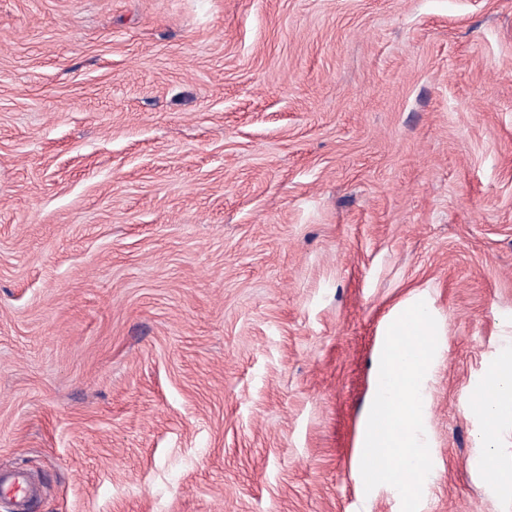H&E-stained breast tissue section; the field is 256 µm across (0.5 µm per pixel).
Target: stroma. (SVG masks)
I'll use <instances>...</instances> for the list:
<instances>
[{"label":"stroma","instance_id":"35a3bbf8","mask_svg":"<svg viewBox=\"0 0 512 512\" xmlns=\"http://www.w3.org/2000/svg\"><path fill=\"white\" fill-rule=\"evenodd\" d=\"M431 302L419 512H512V0H0V470L33 512H401L354 460ZM474 391L484 418V440L492 441L501 431L512 429L511 341L501 350L497 361ZM32 481L29 474L20 469L10 470L9 475L3 481L0 474V496L14 502L23 501L32 492Z\"/></svg>","mask_w":512,"mask_h":512}]
</instances>
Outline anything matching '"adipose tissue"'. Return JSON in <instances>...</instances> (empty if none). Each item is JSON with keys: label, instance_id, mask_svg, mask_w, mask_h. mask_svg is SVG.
Wrapping results in <instances>:
<instances>
[{"label": "adipose tissue", "instance_id": "adipose-tissue-1", "mask_svg": "<svg viewBox=\"0 0 512 512\" xmlns=\"http://www.w3.org/2000/svg\"><path fill=\"white\" fill-rule=\"evenodd\" d=\"M476 401L483 414L484 440H494L506 429H512V343L500 352L489 373L480 380Z\"/></svg>", "mask_w": 512, "mask_h": 512}]
</instances>
